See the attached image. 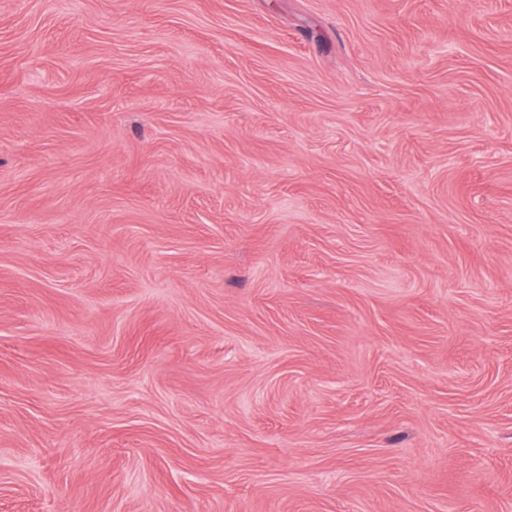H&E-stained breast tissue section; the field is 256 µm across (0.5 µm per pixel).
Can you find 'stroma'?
Returning a JSON list of instances; mask_svg holds the SVG:
<instances>
[{"label":"stroma","instance_id":"35a3bbf8","mask_svg":"<svg viewBox=\"0 0 512 512\" xmlns=\"http://www.w3.org/2000/svg\"><path fill=\"white\" fill-rule=\"evenodd\" d=\"M0 512H512V0H0Z\"/></svg>","mask_w":512,"mask_h":512}]
</instances>
